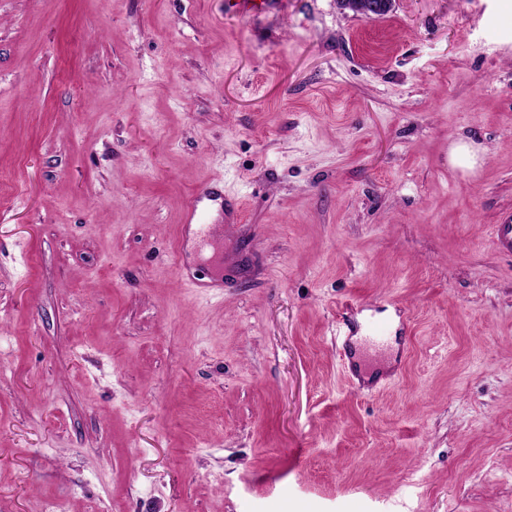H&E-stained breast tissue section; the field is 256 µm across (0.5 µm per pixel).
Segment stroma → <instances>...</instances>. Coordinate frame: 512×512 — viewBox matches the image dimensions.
Masks as SVG:
<instances>
[{
  "mask_svg": "<svg viewBox=\"0 0 512 512\" xmlns=\"http://www.w3.org/2000/svg\"><path fill=\"white\" fill-rule=\"evenodd\" d=\"M511 216L503 0H0V512H512ZM451 159L456 165L473 170L482 161V155H480L479 150L474 148L472 143L459 141L453 143ZM228 201L224 198V186L220 182L216 180L205 184L188 201L185 207V223L197 224L203 233L209 232L211 228V224H209L210 213L207 207L209 202L217 203L221 210H223L225 203L224 218L226 223L240 221L241 205L235 203L230 206L227 203ZM228 207H231V210Z\"/></svg>",
  "mask_w": 512,
  "mask_h": 512,
  "instance_id": "1",
  "label": "stroma"
}]
</instances>
